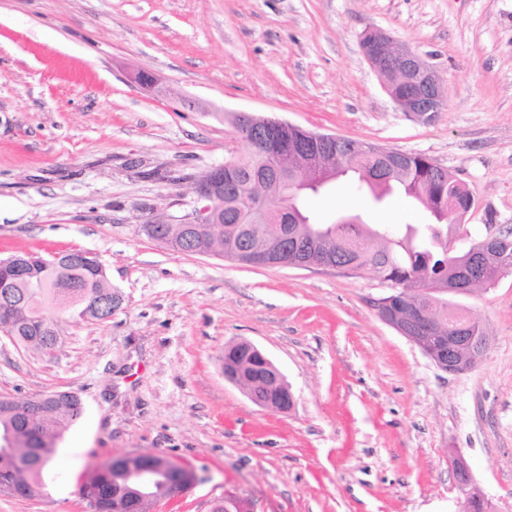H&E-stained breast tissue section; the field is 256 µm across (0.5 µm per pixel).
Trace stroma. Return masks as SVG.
<instances>
[{
	"label": "stroma",
	"mask_w": 512,
	"mask_h": 512,
	"mask_svg": "<svg viewBox=\"0 0 512 512\" xmlns=\"http://www.w3.org/2000/svg\"><path fill=\"white\" fill-rule=\"evenodd\" d=\"M370 28L438 68L435 123L389 97L361 53ZM238 111L438 162L478 202L448 230L453 253L486 225L512 230V0H0V258L90 251L123 296L106 322L64 323L51 358L0 333V397L84 402L42 493L0 495V512H91L90 465L140 453L197 475L150 512L227 495L244 512H459L454 448L493 512H512V273L451 296L491 336L451 375L378 316L390 288L371 270L254 266L144 235L195 209L190 178L246 153ZM306 205L325 222L431 220L343 181ZM242 340L282 372L291 410L225 379Z\"/></svg>",
	"instance_id": "1"
}]
</instances>
